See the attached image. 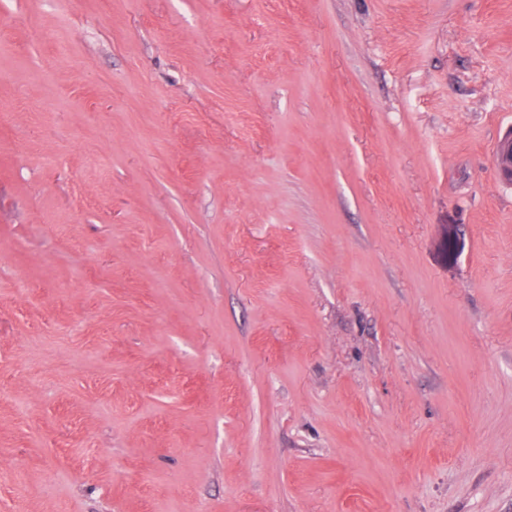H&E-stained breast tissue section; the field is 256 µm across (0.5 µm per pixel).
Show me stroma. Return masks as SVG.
<instances>
[{
  "label": "stroma",
  "instance_id": "1",
  "mask_svg": "<svg viewBox=\"0 0 512 512\" xmlns=\"http://www.w3.org/2000/svg\"><path fill=\"white\" fill-rule=\"evenodd\" d=\"M512 0H0V512H512ZM495 162L500 175L512 182V128L500 139L495 152Z\"/></svg>",
  "mask_w": 512,
  "mask_h": 512
}]
</instances>
